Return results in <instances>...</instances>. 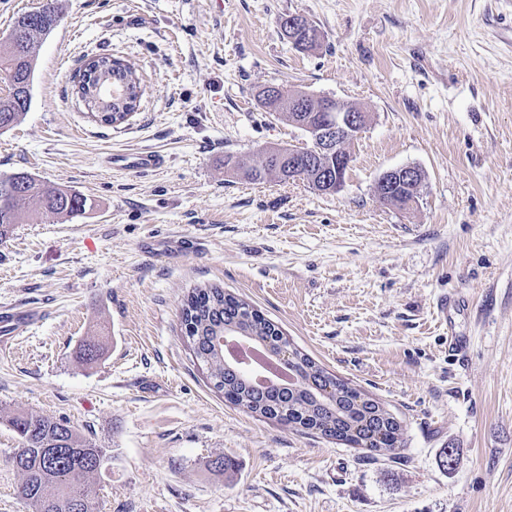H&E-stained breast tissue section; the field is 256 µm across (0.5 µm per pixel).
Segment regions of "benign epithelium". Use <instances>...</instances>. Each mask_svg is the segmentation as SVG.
<instances>
[{
    "label": "benign epithelium",
    "instance_id": "obj_1",
    "mask_svg": "<svg viewBox=\"0 0 512 512\" xmlns=\"http://www.w3.org/2000/svg\"><path fill=\"white\" fill-rule=\"evenodd\" d=\"M313 95L302 91L288 98V107L303 114L296 126L306 140L288 146H271L263 150L264 158L279 165L288 162V180H300L305 176L303 166L316 170L311 178L314 188L324 194L337 193L345 185L351 164L350 144L369 122L367 112H357L340 101L328 97L318 111H309ZM422 170L413 165L401 166L383 172L374 185L376 197L387 203L401 190L412 192L406 206L417 203L423 183Z\"/></svg>",
    "mask_w": 512,
    "mask_h": 512
}]
</instances>
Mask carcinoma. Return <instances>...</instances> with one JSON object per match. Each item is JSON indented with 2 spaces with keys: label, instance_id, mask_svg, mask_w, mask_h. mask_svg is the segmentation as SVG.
Wrapping results in <instances>:
<instances>
[{
  "label": "carcinoma",
  "instance_id": "1",
  "mask_svg": "<svg viewBox=\"0 0 512 512\" xmlns=\"http://www.w3.org/2000/svg\"><path fill=\"white\" fill-rule=\"evenodd\" d=\"M57 0L19 16L0 43V80L13 89L0 98V126H15L28 111L35 71V50L61 22ZM112 82L125 86L133 104L124 112H110L100 96L84 99L91 115L106 125L122 124L135 112L140 94L136 72L121 58H112ZM237 173L252 182L274 180V168L240 158ZM25 186L0 174V242L10 238L13 226L32 213L57 216L82 214L88 199L68 187L44 186L31 173L22 172ZM181 324L188 348L210 385L224 399L245 411L299 431H312L353 447L383 455L402 447L404 429L384 404L338 379L298 349L290 347L283 331L245 300L216 286L193 289L182 304ZM236 330L271 346L289 348L288 365L294 382L280 389L253 381L245 370L224 363L225 331ZM328 388L324 397L316 388ZM18 438L11 462L20 475L18 495L30 512H96L91 484L98 475L93 461L112 459V449L96 442L61 418L19 413L9 419Z\"/></svg>",
  "mask_w": 512,
  "mask_h": 512
}]
</instances>
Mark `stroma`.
Returning a JSON list of instances; mask_svg holds the SVG:
<instances>
[{
  "instance_id": "stroma-1",
  "label": "stroma",
  "mask_w": 512,
  "mask_h": 512,
  "mask_svg": "<svg viewBox=\"0 0 512 512\" xmlns=\"http://www.w3.org/2000/svg\"><path fill=\"white\" fill-rule=\"evenodd\" d=\"M29 110L0 133L25 170L92 203L0 243V306L42 313L0 346V512H28L18 411L111 448L100 512H512V0H58ZM321 33L300 51L281 20ZM124 58L138 111L108 126L73 93L86 57ZM281 85L369 112L344 188L253 184L233 154L304 133L258 103ZM150 150L149 173L109 168ZM425 173L417 206L385 171ZM216 284L405 426L389 460L238 409L193 362L180 306ZM467 342L448 350V332ZM105 339L101 359L79 347ZM451 448L453 470L439 465ZM233 463L231 476L211 459ZM422 170L413 165L401 166L383 172L374 185L376 197L389 204L392 196L401 190H409L413 196L402 208L411 207L417 203L418 192L423 183Z\"/></svg>"
}]
</instances>
